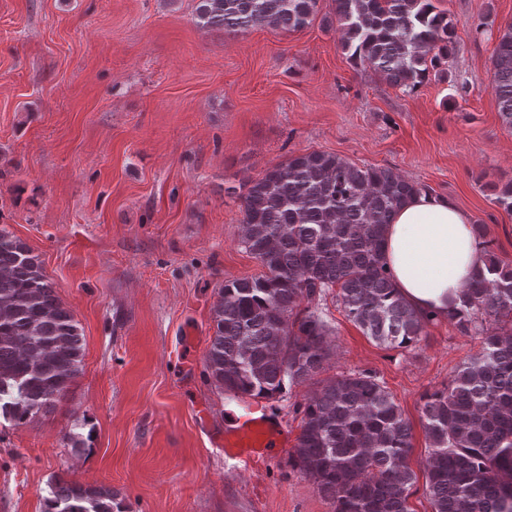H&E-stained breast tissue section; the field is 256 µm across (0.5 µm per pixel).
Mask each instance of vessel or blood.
I'll list each match as a JSON object with an SVG mask.
<instances>
[{"label": "vessel or blood", "mask_w": 512, "mask_h": 512, "mask_svg": "<svg viewBox=\"0 0 512 512\" xmlns=\"http://www.w3.org/2000/svg\"><path fill=\"white\" fill-rule=\"evenodd\" d=\"M284 439L277 423L252 415L241 416L235 427L224 432V455L251 468L273 458V451Z\"/></svg>", "instance_id": "obj_1"}]
</instances>
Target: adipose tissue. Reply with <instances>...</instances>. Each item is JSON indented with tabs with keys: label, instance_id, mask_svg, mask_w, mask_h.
<instances>
[{
	"label": "adipose tissue",
	"instance_id": "1",
	"mask_svg": "<svg viewBox=\"0 0 512 512\" xmlns=\"http://www.w3.org/2000/svg\"><path fill=\"white\" fill-rule=\"evenodd\" d=\"M383 251L397 294L425 316L447 317L482 264L469 215L429 194L410 198L394 213Z\"/></svg>",
	"mask_w": 512,
	"mask_h": 512
}]
</instances>
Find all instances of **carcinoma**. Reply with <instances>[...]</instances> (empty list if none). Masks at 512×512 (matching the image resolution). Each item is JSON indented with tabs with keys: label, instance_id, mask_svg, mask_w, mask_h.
I'll list each match as a JSON object with an SVG mask.
<instances>
[{
	"label": "carcinoma",
	"instance_id": "cac0c4a2",
	"mask_svg": "<svg viewBox=\"0 0 512 512\" xmlns=\"http://www.w3.org/2000/svg\"><path fill=\"white\" fill-rule=\"evenodd\" d=\"M320 0H198L195 23L238 35L257 26L298 32ZM353 67L414 92L444 76L455 28L433 0H333ZM492 91L512 129V24L499 31ZM239 191L240 243L264 268L224 282L212 308L209 379L235 396L273 399L312 379L331 357L327 292L347 318L392 348L420 343L431 318L393 286L381 243L393 213L425 192L391 168L360 167L313 151L288 157ZM483 266L448 323L482 337L448 386L423 398L435 512H512V264L475 225ZM84 338L39 255L0 227V417L15 425L54 412L82 370ZM297 411L288 463L312 478L333 512H409L411 427L369 371L322 382ZM44 512H126L105 485L55 479Z\"/></svg>",
	"mask_w": 512,
	"mask_h": 512
}]
</instances>
